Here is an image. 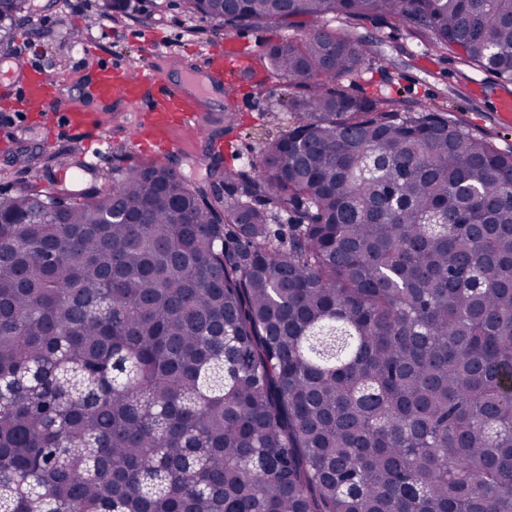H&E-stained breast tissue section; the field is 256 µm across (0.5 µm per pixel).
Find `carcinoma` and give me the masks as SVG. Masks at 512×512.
I'll return each instance as SVG.
<instances>
[{
  "label": "carcinoma",
  "instance_id": "carcinoma-1",
  "mask_svg": "<svg viewBox=\"0 0 512 512\" xmlns=\"http://www.w3.org/2000/svg\"><path fill=\"white\" fill-rule=\"evenodd\" d=\"M185 8L404 26L512 83V0ZM31 10L0 0L1 51ZM366 54L269 46L294 125L226 196L125 157L0 193V512H512V152L349 92Z\"/></svg>",
  "mask_w": 512,
  "mask_h": 512
}]
</instances>
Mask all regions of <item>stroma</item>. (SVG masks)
I'll return each instance as SVG.
<instances>
[{"instance_id":"obj_1","label":"stroma","mask_w":512,"mask_h":512,"mask_svg":"<svg viewBox=\"0 0 512 512\" xmlns=\"http://www.w3.org/2000/svg\"><path fill=\"white\" fill-rule=\"evenodd\" d=\"M27 21L16 29L13 49L17 57L32 59L58 76L72 103H79L76 90L83 74L96 61L125 58L139 65L152 50L162 54L161 67L168 84L192 68L200 67L212 48H235L248 57L258 80H241L234 88L239 124L224 130V115L205 113L203 125L210 136H221L224 149L213 155L206 140H188L183 131L173 129L172 146L156 143L137 145L132 133L141 113L122 105L104 113L98 128L78 133L63 126L49 128L37 112H17L0 102V191L13 193L30 182L51 191L60 182H74V170L52 164L30 170L16 163L18 150L26 148L43 156L66 157L78 154L94 161L98 185L107 184L115 156L169 163L187 180L205 183L214 161L256 160L266 141L286 130L291 116L285 106L292 89L284 80L269 74L263 55L268 44L283 36V29L260 23L240 29L189 15L183 0H132L128 15L109 19L97 15L94 0H33ZM101 39L98 57H91L74 32ZM365 37L381 36L370 47L363 71L352 87L353 93L385 94L411 109L427 105L445 112L449 118L474 134L491 141L498 149L512 150V115L497 111L500 97L512 96V83L473 69L454 52L438 50L427 37L405 28H377L363 21Z\"/></svg>"}]
</instances>
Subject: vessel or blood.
<instances>
[{
  "label": "vessel or blood",
  "mask_w": 512,
  "mask_h": 512,
  "mask_svg": "<svg viewBox=\"0 0 512 512\" xmlns=\"http://www.w3.org/2000/svg\"><path fill=\"white\" fill-rule=\"evenodd\" d=\"M241 71L235 57L212 55L201 70L187 72L183 86L174 88L162 79L154 55H146L135 70L122 60L105 61L85 75V103L74 106L43 68L32 66L19 81L1 84L0 98L10 101L21 112L36 110L49 117L62 116L73 130L86 128L93 112L103 107L116 103L135 107L143 103L150 114V134L164 140L170 129L168 113H177L179 126L198 128L200 114L222 106L225 88Z\"/></svg>",
  "instance_id": "vessel-or-blood-1"
}]
</instances>
